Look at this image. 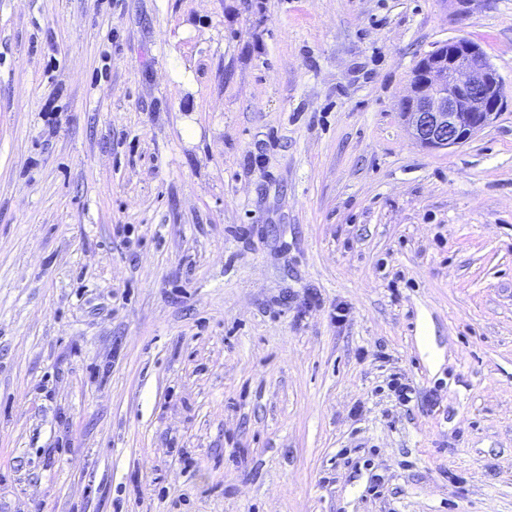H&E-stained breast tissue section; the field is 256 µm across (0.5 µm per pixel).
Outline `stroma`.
Segmentation results:
<instances>
[{
  "label": "stroma",
  "instance_id": "obj_1",
  "mask_svg": "<svg viewBox=\"0 0 512 512\" xmlns=\"http://www.w3.org/2000/svg\"><path fill=\"white\" fill-rule=\"evenodd\" d=\"M0 512H512V0H0ZM504 102L503 84L482 47L448 40L420 60L401 114L418 144L448 149L492 124Z\"/></svg>",
  "mask_w": 512,
  "mask_h": 512
}]
</instances>
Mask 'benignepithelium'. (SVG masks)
I'll use <instances>...</instances> for the list:
<instances>
[{"mask_svg": "<svg viewBox=\"0 0 512 512\" xmlns=\"http://www.w3.org/2000/svg\"><path fill=\"white\" fill-rule=\"evenodd\" d=\"M504 102L503 84L482 47L448 40L422 57L401 110L414 140L438 150L488 127Z\"/></svg>", "mask_w": 512, "mask_h": 512, "instance_id": "1", "label": "benign epithelium"}]
</instances>
